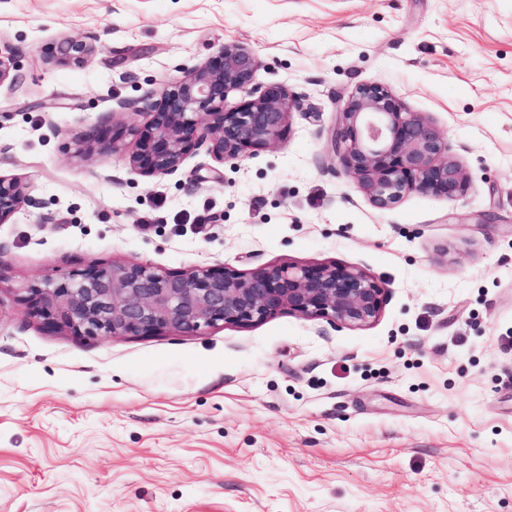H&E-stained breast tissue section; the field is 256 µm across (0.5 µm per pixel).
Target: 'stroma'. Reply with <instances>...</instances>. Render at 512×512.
<instances>
[{"label": "stroma", "instance_id": "1", "mask_svg": "<svg viewBox=\"0 0 512 512\" xmlns=\"http://www.w3.org/2000/svg\"><path fill=\"white\" fill-rule=\"evenodd\" d=\"M91 36L82 67L47 63ZM301 98L276 146L207 148L161 180L78 157L91 131L222 43ZM0 512H512V0H0ZM363 83L447 134L455 199L392 210L330 131ZM164 272L336 262L385 286L365 327L281 314L193 334L80 338L26 286L90 265ZM30 201L27 184L17 177L0 174V224L6 223L22 205Z\"/></svg>", "mask_w": 512, "mask_h": 512}]
</instances>
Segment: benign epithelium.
Returning a JSON list of instances; mask_svg holds the SVG:
<instances>
[{
    "label": "benign epithelium",
    "instance_id": "obj_1",
    "mask_svg": "<svg viewBox=\"0 0 512 512\" xmlns=\"http://www.w3.org/2000/svg\"><path fill=\"white\" fill-rule=\"evenodd\" d=\"M95 52L91 37H64L48 62L83 67ZM258 67L249 47L221 44L211 59L162 84L150 103L149 124L118 127L108 140L88 139L79 154L118 153L129 135L136 144L125 155L129 165L161 179L204 145L222 162L269 148L280 142L299 102L285 85H253ZM17 70L14 52L0 50V85L14 82ZM232 91L247 99L226 110ZM331 141L345 173L382 212L414 191L452 199L466 185L440 127L423 112L407 111L379 83L355 89ZM30 201L27 184L0 175V224ZM25 291L30 314L44 326L112 339L251 325L284 313L363 327L379 318L385 295L374 277L336 263L268 265L247 273L225 266L162 272L148 263L93 265L62 279L44 278Z\"/></svg>",
    "mask_w": 512,
    "mask_h": 512
}]
</instances>
